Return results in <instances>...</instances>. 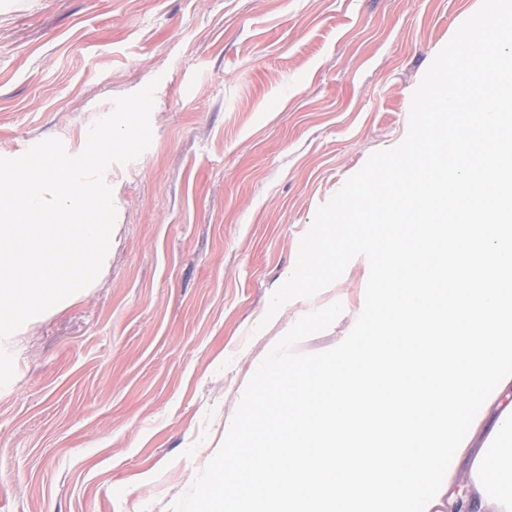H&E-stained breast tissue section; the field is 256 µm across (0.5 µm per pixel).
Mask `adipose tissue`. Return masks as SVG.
Masks as SVG:
<instances>
[{"label":"adipose tissue","instance_id":"obj_1","mask_svg":"<svg viewBox=\"0 0 512 512\" xmlns=\"http://www.w3.org/2000/svg\"><path fill=\"white\" fill-rule=\"evenodd\" d=\"M491 429L471 451L472 483L495 512H512V381L490 405Z\"/></svg>","mask_w":512,"mask_h":512}]
</instances>
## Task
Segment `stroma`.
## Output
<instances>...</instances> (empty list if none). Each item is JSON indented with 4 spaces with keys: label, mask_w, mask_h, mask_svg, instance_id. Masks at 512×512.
I'll return each instance as SVG.
<instances>
[{
    "label": "stroma",
    "mask_w": 512,
    "mask_h": 512,
    "mask_svg": "<svg viewBox=\"0 0 512 512\" xmlns=\"http://www.w3.org/2000/svg\"><path fill=\"white\" fill-rule=\"evenodd\" d=\"M479 0H0V157L80 154L157 81L150 146L112 167L109 264L0 342V512H172L303 315L364 306L366 258L275 316L296 243L375 151Z\"/></svg>",
    "instance_id": "35a3bbf8"
}]
</instances>
